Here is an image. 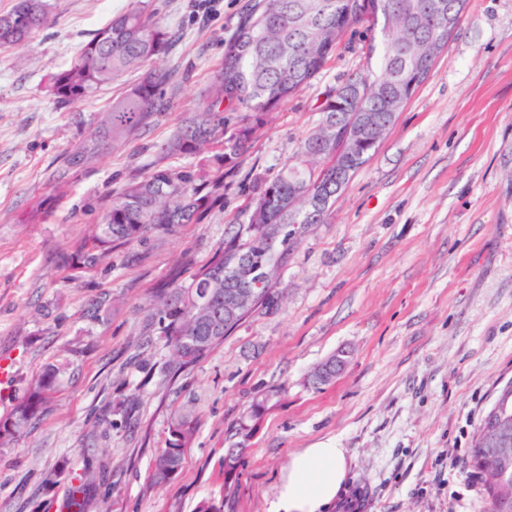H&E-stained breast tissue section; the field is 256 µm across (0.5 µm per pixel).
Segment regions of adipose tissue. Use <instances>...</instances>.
I'll list each match as a JSON object with an SVG mask.
<instances>
[{
	"label": "adipose tissue",
	"instance_id": "obj_1",
	"mask_svg": "<svg viewBox=\"0 0 512 512\" xmlns=\"http://www.w3.org/2000/svg\"><path fill=\"white\" fill-rule=\"evenodd\" d=\"M347 474L344 449H304L295 455L269 512H330L343 492Z\"/></svg>",
	"mask_w": 512,
	"mask_h": 512
}]
</instances>
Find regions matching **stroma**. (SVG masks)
<instances>
[{"label": "stroma", "instance_id": "1", "mask_svg": "<svg viewBox=\"0 0 512 512\" xmlns=\"http://www.w3.org/2000/svg\"><path fill=\"white\" fill-rule=\"evenodd\" d=\"M129 3L51 0L47 28L0 50V359L13 371L0 418L45 365L64 368L50 407L0 446V512H60L88 466L101 475L89 512H194L223 492L224 451L262 396L231 512H268L306 448L347 451L331 512L353 499L360 512H489L469 448L512 382V0H468L376 154L291 252L273 305L174 378L161 371L163 337L140 334L157 290L174 275L189 284L245 223L256 184L317 129L326 91L362 71L367 44L363 28L340 34L322 72L270 113L205 223L116 249L77 278L74 246L199 109L248 0H213L207 13L200 0H150L179 36L166 58L169 109L55 180L135 76L61 109L47 79ZM341 351L337 378L307 384ZM178 414L196 433L180 474L158 485L155 456Z\"/></svg>", "mask_w": 512, "mask_h": 512}]
</instances>
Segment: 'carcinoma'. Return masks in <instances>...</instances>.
I'll use <instances>...</instances> for the list:
<instances>
[{"mask_svg":"<svg viewBox=\"0 0 512 512\" xmlns=\"http://www.w3.org/2000/svg\"><path fill=\"white\" fill-rule=\"evenodd\" d=\"M306 0H250L235 32L224 43L218 65L199 110L187 117L161 146L158 159L141 178L130 182L112 198L101 223L74 250V265L93 269L117 246H130L151 233L170 234L181 224H201L224 199V177L236 172L268 115L301 92L318 75L336 50L342 28L368 24L374 30L382 19L361 9V0H312L307 21L297 20L299 5ZM394 14L393 29L381 32L378 43L367 48L365 76L391 93L413 80L408 63L417 47L448 28V11L457 0H381ZM48 0H16L0 14V47L21 45L50 21ZM175 34L159 24L150 5L137 4L115 14L82 46L66 67L49 79V94L55 105L67 107L93 96L102 86L131 72L137 82L112 98L109 107L93 122L90 138L78 144L55 170L56 179L89 164L103 149L122 144L150 126L166 111L165 86L171 79L160 61L169 53ZM336 85L320 106L322 118L340 121L338 138L321 143L317 133L299 145L296 161L284 164L272 178L260 182L247 214V223L227 234L213 260L195 274L189 285L172 279L159 289L154 307L146 317L144 334L159 333L166 339L165 370L177 374L205 357L224 342V337L253 312L274 302L281 269L295 244L313 224H323L329 208L314 211L305 198L294 196L293 186L306 182L313 188L336 175V143L351 144L350 118L363 106L386 115L383 100L365 99L355 105ZM322 154L316 167L304 169L297 162L311 151ZM213 152L200 166L172 164L173 158ZM246 256L256 265H267L269 287L252 308L232 320L224 318L223 288L208 287L209 278L224 279V271ZM210 303L220 319L215 332L196 317V302ZM62 367L47 365L29 383L10 416L0 420V444L5 445L50 405ZM195 422L176 416L169 427L166 446L159 449L152 479L167 483V471L178 474L184 451L195 433ZM245 445L225 453L224 494L198 502L195 512H226L234 495ZM490 502V512L512 502V475L505 479L494 457L472 461ZM100 486L91 470L74 477L61 509L87 512Z\"/></svg>","mask_w":512,"mask_h":512,"instance_id":"obj_1","label":"carcinoma"}]
</instances>
